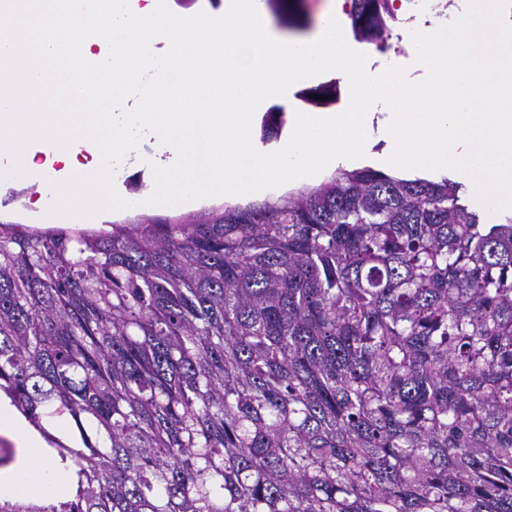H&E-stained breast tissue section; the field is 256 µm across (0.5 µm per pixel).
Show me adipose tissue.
I'll return each mask as SVG.
<instances>
[{
    "label": "adipose tissue",
    "mask_w": 512,
    "mask_h": 512,
    "mask_svg": "<svg viewBox=\"0 0 512 512\" xmlns=\"http://www.w3.org/2000/svg\"><path fill=\"white\" fill-rule=\"evenodd\" d=\"M0 436L9 439L17 450L15 463L0 469V494L14 493L40 502L72 494L75 466L61 462L41 434L1 396Z\"/></svg>",
    "instance_id": "1"
}]
</instances>
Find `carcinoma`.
Segmentation results:
<instances>
[{
    "label": "carcinoma",
    "instance_id": "1",
    "mask_svg": "<svg viewBox=\"0 0 512 512\" xmlns=\"http://www.w3.org/2000/svg\"><path fill=\"white\" fill-rule=\"evenodd\" d=\"M350 21L391 48V0ZM0 392L78 466L0 512H512V215L339 167L174 220L1 224Z\"/></svg>",
    "mask_w": 512,
    "mask_h": 512
}]
</instances>
